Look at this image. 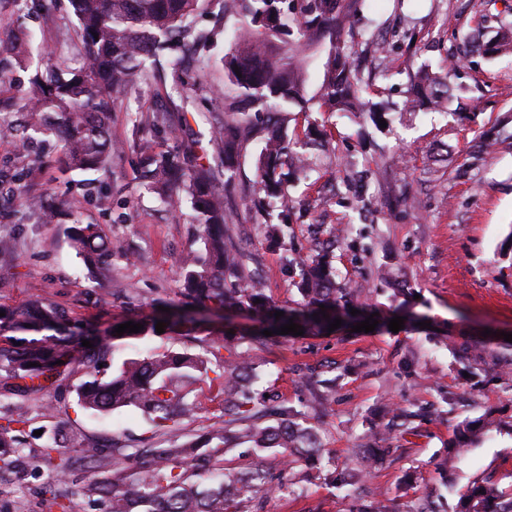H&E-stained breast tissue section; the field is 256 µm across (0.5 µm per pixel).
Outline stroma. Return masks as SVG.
I'll return each mask as SVG.
<instances>
[{
	"mask_svg": "<svg viewBox=\"0 0 512 512\" xmlns=\"http://www.w3.org/2000/svg\"><path fill=\"white\" fill-rule=\"evenodd\" d=\"M482 17L491 26L512 21V0H360L359 24L375 22L384 44L388 76L378 100L392 108L387 127L342 113H311V122L331 131L332 148L313 152L310 170L293 180L287 200H271L269 220L283 225L282 244L270 243L265 225L240 215L227 227L233 241L254 254L272 303L296 309L303 299L289 258L313 253L333 225H350L349 237L333 250L336 280L361 313L376 314L378 321L368 333L344 325L262 345L261 383L291 405L303 406L310 397L305 375L316 372L336 381L327 413L309 418L330 451V463L285 473L278 454L265 453V466L283 473L290 489L265 495L263 512H352L354 503L337 488L336 473L355 466L354 449L374 447L390 409L415 401L434 410V417L415 418L408 430L391 432L387 445L393 455L369 462L364 484L382 512H412L417 498L441 489L438 464L458 421L487 414L512 418V371L491 357L465 368L451 348L464 335L512 331V245L506 240L512 232V53L463 56L462 39ZM19 28L51 49L69 37L67 30L46 24L43 14H17L7 2L0 5V37ZM412 41L422 48L415 56L407 51ZM228 49L220 38L206 61H188L186 76L194 85L189 98L152 87L118 106L113 140L129 141L139 114L167 110L179 118L171 146L207 142L208 126L194 117L220 105L216 90L224 85ZM459 58L464 65L450 85L464 110L404 111L407 84L421 64L442 73ZM351 160L369 170L357 186L347 180ZM33 187L63 204L80 199L83 222L98 225L118 244L134 246L140 262L133 267L113 256L111 281L91 279L69 245V219L37 223L5 196L0 231L12 236L14 249L0 254V307L21 310L40 299L65 308L72 323L103 331L124 321L129 311L149 316L153 300L174 298L177 261L196 248L195 230L165 210L142 183L133 152L115 159L102 185L112 199L110 209H99L97 192L66 170L58 146L51 148ZM410 313L427 318L439 336L407 321ZM397 316L406 322L395 333L388 324ZM447 391L455 394L454 403L441 400ZM47 404L69 416L72 449L92 440L111 447L116 422L135 438L149 430L134 411L82 410L70 386L33 400L0 393V412L17 406L28 411L23 438L28 452L47 441L44 431L52 423L43 411ZM490 471L501 487L512 486V435L495 431L469 448L454 492L441 499L443 512H454L460 492ZM51 477L46 467L31 465L17 475H0V512H45L37 489Z\"/></svg>",
	"mask_w": 512,
	"mask_h": 512,
	"instance_id": "stroma-1",
	"label": "stroma"
}]
</instances>
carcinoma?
Here are the masks:
<instances>
[{"label":"carcinoma","instance_id":"carcinoma-1","mask_svg":"<svg viewBox=\"0 0 512 512\" xmlns=\"http://www.w3.org/2000/svg\"><path fill=\"white\" fill-rule=\"evenodd\" d=\"M68 23L74 29L78 63L70 65L63 52L32 51L34 37L22 34L10 43L0 39V55L12 54L34 69L28 86L17 95H4L12 86L10 72L0 68V138L20 149H47L63 144L69 170L87 176L92 184L109 171L124 146L112 141L111 117L116 107L144 87L165 85L171 74L172 92L191 91L183 61L204 58L214 46L215 30L200 28L195 17L209 14L220 23L237 17L230 31L231 51L224 55V111L212 112L209 123L224 185L240 173L247 146L260 141L256 160L257 192L246 214L266 219L265 197H286L289 170L305 167L288 134L295 112H343L378 122L386 108L366 99L376 81L385 78L379 59L371 58L369 77L353 67L359 51H368L372 38L356 41L353 18L358 0H68ZM485 22L477 23L470 46L493 57L512 44V22L495 35ZM317 66L319 86L309 94V68ZM448 75L428 67L410 79L406 111H441L448 106ZM134 147L140 176L160 202L182 218L183 200L191 204L190 223L199 227L200 247L179 263L178 299L165 304L167 312L133 320L137 333H112L102 341L91 331H74L62 307L36 301L24 310H7L0 317L15 336L0 345V387L10 393L36 395L67 379V370H84L75 386L77 403L85 410L109 415L136 410L147 420L151 435L136 445L120 430L112 431V452L93 442L79 449L89 476L80 486H66L72 457L61 443L69 421L55 422L35 466H46L54 479L41 488L47 512H72L87 503L103 501L107 512H263L258 492L281 490L280 477L268 469L262 454L280 450L283 469L328 452L318 431L307 426V412L265 397L255 389L258 363L251 344L294 322L304 333L317 334L342 318L330 261L321 256L302 262L299 287L304 305L275 318L262 282L248 265V254L224 233L234 211L216 186L208 161L178 155L160 147L159 140L175 137L171 115L153 111L134 123ZM39 171L26 168L15 178L18 205L41 224H53L57 211L48 193H35L29 184ZM75 215L69 228L71 247L95 280L110 279L112 255L126 261L138 256L102 237L97 225L81 221L80 201L69 204ZM249 309L261 318L257 330L226 341L224 331L208 330L201 349L191 343L203 329L197 313L226 314ZM328 318H323V315ZM164 330L179 332L187 343L179 349L125 356L126 339L147 341ZM88 340L93 347L82 346ZM488 338H476L456 349L461 361H478L489 354ZM34 366H29V363ZM220 400V414L202 433L190 422L207 410L206 401ZM27 413L0 416V469H11L23 458V425ZM500 424L487 417L465 419L453 428L442 465L446 487L455 486L456 464L490 428ZM246 446L257 462L246 471L227 467L225 455ZM455 512H512V491L500 488L487 473L460 495Z\"/></svg>","mask_w":512,"mask_h":512}]
</instances>
